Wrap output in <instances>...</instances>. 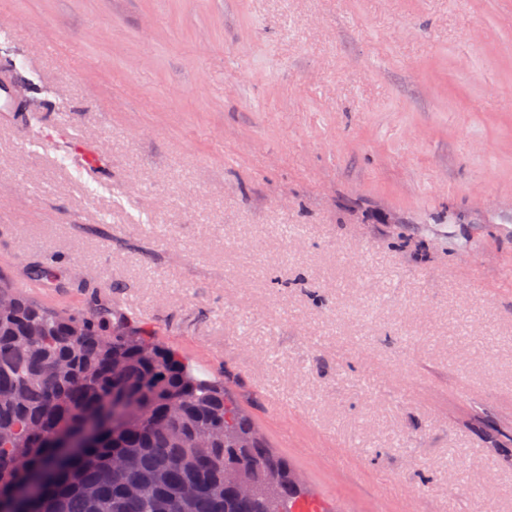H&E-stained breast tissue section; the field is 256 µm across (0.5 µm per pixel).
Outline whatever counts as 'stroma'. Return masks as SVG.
Instances as JSON below:
<instances>
[{
  "mask_svg": "<svg viewBox=\"0 0 512 512\" xmlns=\"http://www.w3.org/2000/svg\"><path fill=\"white\" fill-rule=\"evenodd\" d=\"M0 74L1 277L53 258L333 512H512V0H0Z\"/></svg>",
  "mask_w": 512,
  "mask_h": 512,
  "instance_id": "1",
  "label": "stroma"
}]
</instances>
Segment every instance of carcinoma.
<instances>
[{"instance_id":"carcinoma-1","label":"carcinoma","mask_w":512,"mask_h":512,"mask_svg":"<svg viewBox=\"0 0 512 512\" xmlns=\"http://www.w3.org/2000/svg\"><path fill=\"white\" fill-rule=\"evenodd\" d=\"M45 285L55 268L32 265ZM16 310L0 314V502L12 512H301L304 488L224 385L106 306L50 308L0 282ZM109 419L75 454L63 438ZM216 429L222 442L198 438ZM116 457L130 459L118 469ZM237 469L251 486L224 485ZM186 484L197 487L186 502ZM139 492L129 496L126 489Z\"/></svg>"}]
</instances>
